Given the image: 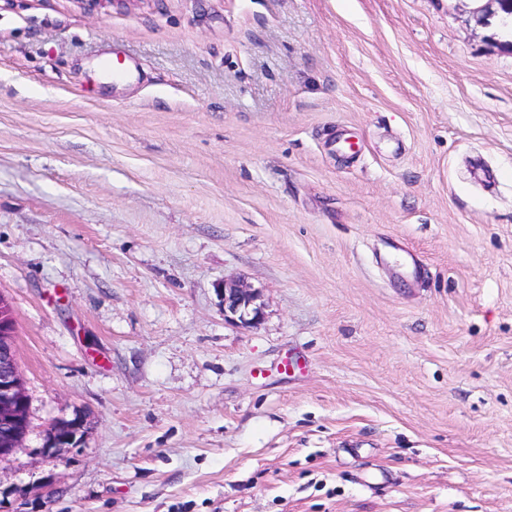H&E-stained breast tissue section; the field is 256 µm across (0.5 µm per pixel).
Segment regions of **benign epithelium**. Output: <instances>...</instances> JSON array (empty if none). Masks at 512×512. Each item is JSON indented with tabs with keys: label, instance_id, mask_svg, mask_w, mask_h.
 <instances>
[{
	"label": "benign epithelium",
	"instance_id": "benign-epithelium-1",
	"mask_svg": "<svg viewBox=\"0 0 512 512\" xmlns=\"http://www.w3.org/2000/svg\"><path fill=\"white\" fill-rule=\"evenodd\" d=\"M512 9V0H482L472 10L477 26H488L490 19L500 18L503 7ZM224 320L245 327H255L263 319L256 290L224 281L221 290ZM15 317L8 302L0 296V461L12 455L28 432V398L19 368L15 346ZM84 423L79 417L54 422L46 432L44 446L51 451L76 448L83 441Z\"/></svg>",
	"mask_w": 512,
	"mask_h": 512
}]
</instances>
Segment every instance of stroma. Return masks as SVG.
<instances>
[{"label": "stroma", "mask_w": 512, "mask_h": 512, "mask_svg": "<svg viewBox=\"0 0 512 512\" xmlns=\"http://www.w3.org/2000/svg\"><path fill=\"white\" fill-rule=\"evenodd\" d=\"M473 6L0 0V512H512V50ZM224 306V319L245 327H255L263 319L262 306L257 303L259 294L255 289L225 281L220 290ZM15 317L0 295V461L12 455L28 432V398L15 346ZM84 423L79 417L54 422L46 432L45 448L58 451L61 448H76L83 441Z\"/></svg>", "instance_id": "1"}]
</instances>
